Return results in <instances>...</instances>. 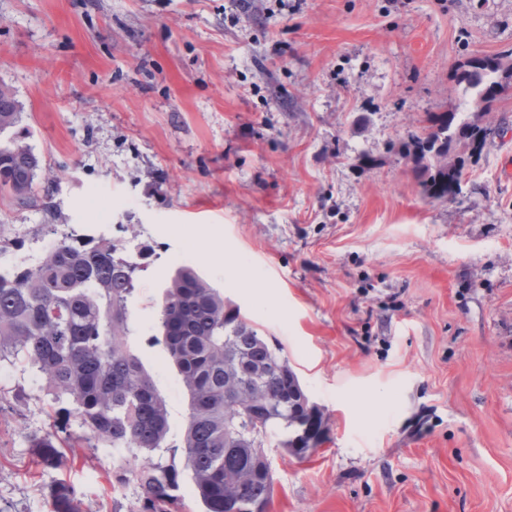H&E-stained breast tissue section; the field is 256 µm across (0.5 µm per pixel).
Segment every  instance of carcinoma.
I'll return each mask as SVG.
<instances>
[{"label": "carcinoma", "instance_id": "carcinoma-1", "mask_svg": "<svg viewBox=\"0 0 512 512\" xmlns=\"http://www.w3.org/2000/svg\"><path fill=\"white\" fill-rule=\"evenodd\" d=\"M512 63V52L467 63L459 82L480 89L491 107L509 83L492 74ZM455 116L434 112L429 126L411 136L409 154L423 194L452 201L461 192L464 160L438 164L434 143L450 149ZM488 127L462 134L470 156L480 155ZM0 166L11 182L0 192L20 205L35 202L39 158L29 148L0 141ZM143 263L120 240H77L62 234L37 263L0 271V361L22 360L41 381L65 419L60 437L48 431L31 440L38 463L57 468L61 445L71 440L112 456V481L134 484L127 512H183L176 457L191 470L204 512H267L273 473L264 451L272 435L288 453L304 459L323 443L325 425L296 372L224 295L190 265L179 266L166 289L159 323L169 360L189 397L186 433L167 445L166 399L132 349L128 301ZM53 512H81L75 487L50 490Z\"/></svg>", "mask_w": 512, "mask_h": 512}]
</instances>
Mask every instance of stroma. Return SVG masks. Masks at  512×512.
I'll return each instance as SVG.
<instances>
[{
    "instance_id": "1",
    "label": "stroma",
    "mask_w": 512,
    "mask_h": 512,
    "mask_svg": "<svg viewBox=\"0 0 512 512\" xmlns=\"http://www.w3.org/2000/svg\"><path fill=\"white\" fill-rule=\"evenodd\" d=\"M512 50V0H0L8 131L37 200L0 196V268L60 232L148 246L130 340L181 445L182 378L157 329L195 266L285 356L321 409L305 459L265 448L268 512H512V88L464 64ZM432 112L493 127L455 200L426 198L402 146ZM131 225L132 237L121 228ZM50 399L0 361V512H116L105 452L35 464ZM482 61L483 64H473L472 61ZM465 65L459 75V82L465 83L469 88H480L482 102L486 107H491L496 97L509 88V82H504L502 75L500 81L492 80L491 75L502 72V66L510 62L512 79V52L499 54L494 57L474 59ZM53 512H82L77 490L67 482H59L50 490Z\"/></svg>"
}]
</instances>
